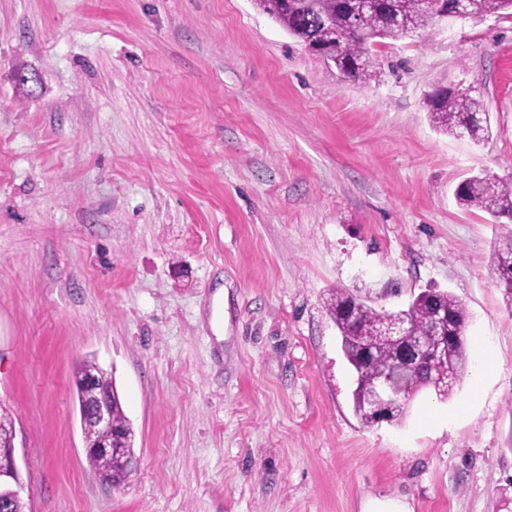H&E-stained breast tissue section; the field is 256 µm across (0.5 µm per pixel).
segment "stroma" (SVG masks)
<instances>
[{"instance_id":"35a3bbf8","label":"stroma","mask_w":512,"mask_h":512,"mask_svg":"<svg viewBox=\"0 0 512 512\" xmlns=\"http://www.w3.org/2000/svg\"><path fill=\"white\" fill-rule=\"evenodd\" d=\"M344 79L254 0H0V408L27 512H512V16L433 25ZM438 87L492 134L432 127ZM446 290L469 315L448 401L367 425L326 301ZM85 359L135 431L124 490L86 461ZM455 197L463 207L485 210L494 220L512 221V181L504 182L487 175L472 176L457 186ZM492 269L498 286L503 288L507 303L512 308V236L494 247Z\"/></svg>"}]
</instances>
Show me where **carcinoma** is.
Here are the masks:
<instances>
[{
  "mask_svg": "<svg viewBox=\"0 0 512 512\" xmlns=\"http://www.w3.org/2000/svg\"><path fill=\"white\" fill-rule=\"evenodd\" d=\"M288 34L297 38L308 51L332 61L339 73L353 82H369L380 71L375 52L380 45L397 38L390 20L397 15L410 29L417 31L432 25V17L424 12L421 0H376L374 9L360 22H353V0H255ZM512 12V0H473L469 18L479 20L490 15ZM426 105L431 121L440 131L467 134L480 142L489 137V113L481 98L468 92L437 88L427 95ZM463 207L486 211L493 219L512 221V181L504 182L487 175L463 180L455 190ZM492 269L507 303L512 306V237L494 247ZM448 310L450 332L444 359L437 363H420L410 375L397 372L399 352L392 343L380 339L377 331L388 322H402L409 336L428 337L434 330L435 309ZM328 311L341 336L342 352L356 373L358 384L353 393L354 410L367 424L373 423L364 409L363 391L379 379H395L393 390L397 400L391 420L401 421L413 397L424 389L431 390L444 401L461 381L468 362L464 341L468 313L464 304L439 288L420 292L408 309L381 313L344 291L332 295ZM103 393L112 396L114 429L124 435L125 454L109 456L91 454L88 466L113 490L123 489L135 472L130 461L135 459L134 430L127 418L114 377L109 375L96 387L76 386L81 428L86 445L95 446L106 432L90 416V409Z\"/></svg>",
  "mask_w": 512,
  "mask_h": 512,
  "instance_id": "carcinoma-1",
  "label": "carcinoma"
}]
</instances>
